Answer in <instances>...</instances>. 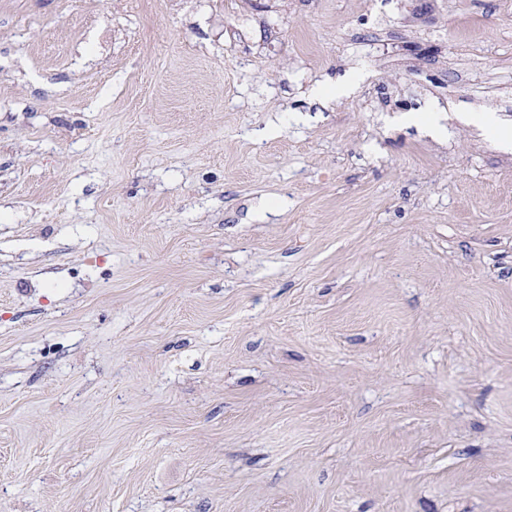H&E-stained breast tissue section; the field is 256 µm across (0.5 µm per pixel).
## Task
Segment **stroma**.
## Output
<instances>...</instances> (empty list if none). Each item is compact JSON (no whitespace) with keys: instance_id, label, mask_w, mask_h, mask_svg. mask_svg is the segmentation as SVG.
<instances>
[{"instance_id":"obj_1","label":"stroma","mask_w":512,"mask_h":512,"mask_svg":"<svg viewBox=\"0 0 512 512\" xmlns=\"http://www.w3.org/2000/svg\"><path fill=\"white\" fill-rule=\"evenodd\" d=\"M483 112L512 0H0V512H512Z\"/></svg>"}]
</instances>
